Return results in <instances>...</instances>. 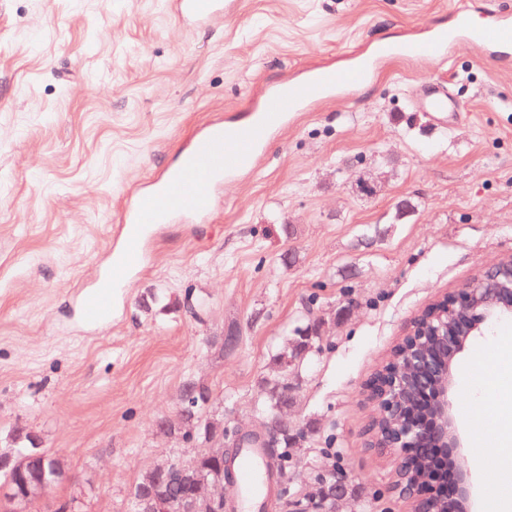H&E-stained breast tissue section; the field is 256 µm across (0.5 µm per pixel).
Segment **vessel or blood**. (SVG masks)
Listing matches in <instances>:
<instances>
[{"label": "vessel or blood", "mask_w": 512, "mask_h": 512, "mask_svg": "<svg viewBox=\"0 0 512 512\" xmlns=\"http://www.w3.org/2000/svg\"><path fill=\"white\" fill-rule=\"evenodd\" d=\"M177 15L186 20L208 21L224 14V0H172ZM481 54L512 50V14L496 13L485 24L473 21L468 7H461L449 27L427 30L425 35L374 50L375 58L390 55L443 59L460 47ZM371 69L363 63L345 68L317 67L300 83H288L269 93L259 110L241 124L216 121L207 125L180 152L177 162L153 181L146 193L120 218L119 245L112 267L83 299L87 323L101 325L112 316V293L125 282L142 260V247L156 225L177 213H206L213 204V190L224 179L251 167L258 152L288 116L309 101L337 89H354L366 83ZM236 478L238 512H261L264 505L266 450L242 445L231 463Z\"/></svg>", "instance_id": "obj_1"}]
</instances>
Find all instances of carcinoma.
Returning <instances> with one entry per match:
<instances>
[{
  "label": "carcinoma",
  "instance_id": "obj_1",
  "mask_svg": "<svg viewBox=\"0 0 512 512\" xmlns=\"http://www.w3.org/2000/svg\"><path fill=\"white\" fill-rule=\"evenodd\" d=\"M317 342L319 337L314 336L308 342V348L297 352L286 349L276 355L272 360L271 375L262 384L264 410L269 415L268 429L277 433L280 439L279 447L272 449V452L278 462L276 471L281 477L280 494L283 496L288 493V444L295 445L303 438L302 431L290 428L288 421L282 419V411L288 408L284 391L288 379L284 377L283 366L290 357L298 359L310 353L317 347ZM210 400L211 394L207 387L189 382L181 391L177 426H172L163 418L159 421L162 428L179 433L183 442L199 449L194 458L197 466L205 473L210 469L224 467L225 459L211 457L204 449L222 448L226 444L237 447L243 440V435L237 429L224 424L222 420L211 421L204 416ZM11 437L14 442V465L9 470H0V483L10 480L20 487L36 479H45L54 487L64 479L65 471L59 460L56 461L57 473H50L49 464L43 461L45 451L40 448L38 436L23 428H15ZM155 489L161 490L173 504L185 500L189 494L185 474L175 466L162 472L144 473L136 483L133 495H146Z\"/></svg>",
  "mask_w": 512,
  "mask_h": 512
}]
</instances>
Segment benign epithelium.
<instances>
[{
	"label": "benign epithelium",
	"mask_w": 512,
	"mask_h": 512,
	"mask_svg": "<svg viewBox=\"0 0 512 512\" xmlns=\"http://www.w3.org/2000/svg\"><path fill=\"white\" fill-rule=\"evenodd\" d=\"M512 321V254L484 265L462 287L438 296L414 316L399 339L403 351L364 384L375 408L370 446L395 456L402 497L413 512H473V477L456 420L459 373L474 342ZM177 465L196 491L177 512H202L224 491V473L204 477L195 461ZM47 486L0 487L13 512H32Z\"/></svg>",
	"instance_id": "benign-epithelium-1"
}]
</instances>
